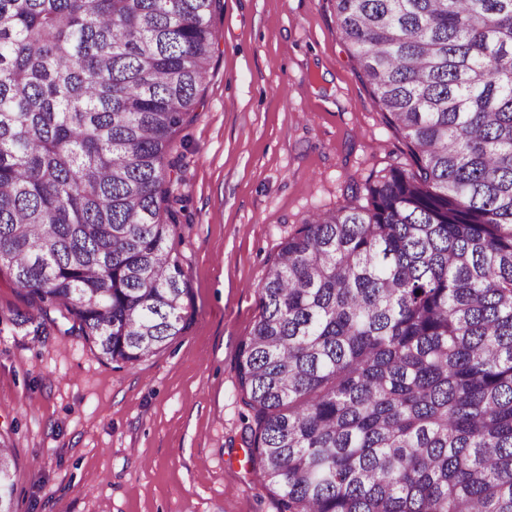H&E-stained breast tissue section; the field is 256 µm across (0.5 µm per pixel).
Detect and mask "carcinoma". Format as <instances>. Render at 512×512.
<instances>
[{
	"mask_svg": "<svg viewBox=\"0 0 512 512\" xmlns=\"http://www.w3.org/2000/svg\"><path fill=\"white\" fill-rule=\"evenodd\" d=\"M220 0H0V271L115 363L190 326L176 140ZM410 168L312 215L238 350L278 512H512V0H334ZM178 305L174 319L170 309ZM0 445V512H13Z\"/></svg>",
	"mask_w": 512,
	"mask_h": 512,
	"instance_id": "carcinoma-1",
	"label": "carcinoma"
}]
</instances>
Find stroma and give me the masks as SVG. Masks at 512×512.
Instances as JSON below:
<instances>
[{"instance_id": "stroma-1", "label": "stroma", "mask_w": 512, "mask_h": 512, "mask_svg": "<svg viewBox=\"0 0 512 512\" xmlns=\"http://www.w3.org/2000/svg\"><path fill=\"white\" fill-rule=\"evenodd\" d=\"M201 103L177 141L189 329L132 365L59 310L41 335L0 322V438L15 512H277L247 463L238 349L258 285L310 215L410 162L332 0H221Z\"/></svg>"}]
</instances>
